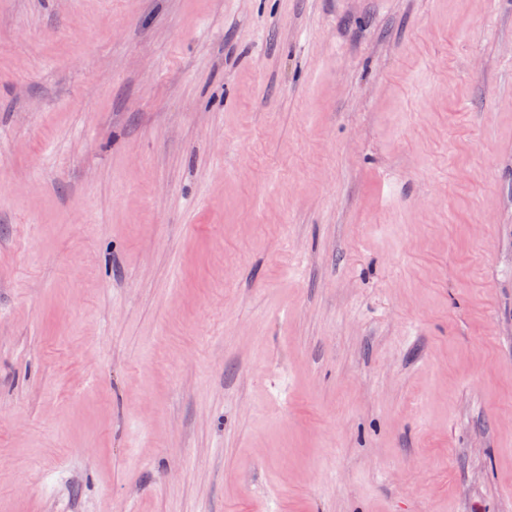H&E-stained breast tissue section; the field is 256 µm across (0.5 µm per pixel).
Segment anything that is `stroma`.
Masks as SVG:
<instances>
[{"mask_svg": "<svg viewBox=\"0 0 512 512\" xmlns=\"http://www.w3.org/2000/svg\"><path fill=\"white\" fill-rule=\"evenodd\" d=\"M0 512H512V0H0Z\"/></svg>", "mask_w": 512, "mask_h": 512, "instance_id": "35a3bbf8", "label": "stroma"}]
</instances>
